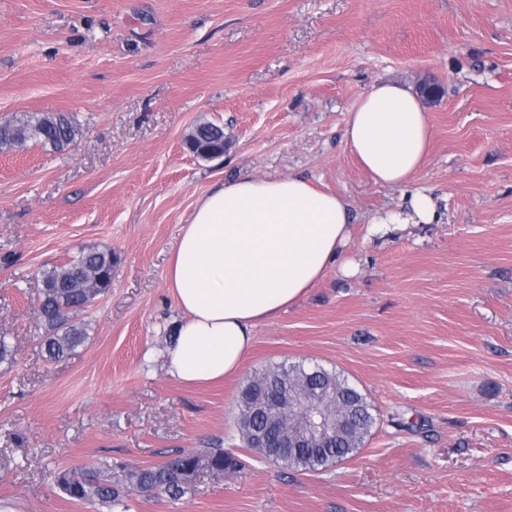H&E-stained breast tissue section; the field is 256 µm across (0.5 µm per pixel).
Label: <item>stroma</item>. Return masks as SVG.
<instances>
[{
    "mask_svg": "<svg viewBox=\"0 0 512 512\" xmlns=\"http://www.w3.org/2000/svg\"><path fill=\"white\" fill-rule=\"evenodd\" d=\"M442 88L414 179L443 219L377 245L369 217L403 191L374 184L342 132L377 81ZM64 113V151L0 152V499L20 512H512V0H0V119ZM223 126L224 155L185 140ZM240 173L303 175L351 205L345 257L258 325L239 372L197 387L166 351L182 318L170 250L196 201ZM114 259L78 313L84 346L48 361L42 269L80 250ZM341 371L376 424L316 473L256 457L239 436L246 379L277 364ZM216 445L240 469L200 472L177 502H74L54 472L155 465Z\"/></svg>",
    "mask_w": 512,
    "mask_h": 512,
    "instance_id": "obj_1",
    "label": "stroma"
}]
</instances>
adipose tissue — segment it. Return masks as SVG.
<instances>
[{
  "mask_svg": "<svg viewBox=\"0 0 512 512\" xmlns=\"http://www.w3.org/2000/svg\"><path fill=\"white\" fill-rule=\"evenodd\" d=\"M343 138L374 183L405 190L396 208L370 218V241L439 222L433 196L409 188L431 145L428 114L411 89L376 82L350 108ZM353 232L345 198L299 175L243 174L203 194L165 274L183 315L167 350L170 375L202 384L236 373L258 324L297 304L331 267L357 272L343 256Z\"/></svg>",
  "mask_w": 512,
  "mask_h": 512,
  "instance_id": "ef3b65f1",
  "label": "adipose tissue"
}]
</instances>
